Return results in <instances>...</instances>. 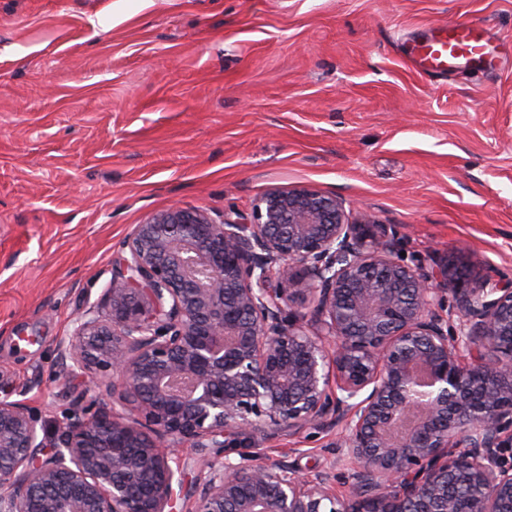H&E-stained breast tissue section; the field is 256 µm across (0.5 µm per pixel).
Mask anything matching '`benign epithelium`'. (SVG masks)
<instances>
[{
	"instance_id": "1",
	"label": "benign epithelium",
	"mask_w": 512,
	"mask_h": 512,
	"mask_svg": "<svg viewBox=\"0 0 512 512\" xmlns=\"http://www.w3.org/2000/svg\"><path fill=\"white\" fill-rule=\"evenodd\" d=\"M400 243L310 188L249 218L175 205L135 225L59 343L83 388L56 436L0 399V512H175L180 444L214 449L193 512H512V279L411 267ZM311 428L357 462L345 491L249 450Z\"/></svg>"
}]
</instances>
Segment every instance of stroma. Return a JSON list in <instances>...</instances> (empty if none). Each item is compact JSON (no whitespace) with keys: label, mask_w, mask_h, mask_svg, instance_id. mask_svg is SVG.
Returning <instances> with one entry per match:
<instances>
[{"label":"stroma","mask_w":512,"mask_h":512,"mask_svg":"<svg viewBox=\"0 0 512 512\" xmlns=\"http://www.w3.org/2000/svg\"><path fill=\"white\" fill-rule=\"evenodd\" d=\"M460 19L512 44V0H0V398L55 433L60 340L175 203L219 222L307 186L398 225L409 266L512 278V56L430 80L400 50ZM335 440L255 444L350 473Z\"/></svg>","instance_id":"stroma-1"}]
</instances>
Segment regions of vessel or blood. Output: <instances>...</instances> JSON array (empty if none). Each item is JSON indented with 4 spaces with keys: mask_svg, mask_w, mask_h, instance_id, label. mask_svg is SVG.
<instances>
[{
    "mask_svg": "<svg viewBox=\"0 0 512 512\" xmlns=\"http://www.w3.org/2000/svg\"><path fill=\"white\" fill-rule=\"evenodd\" d=\"M421 75L441 79L465 69L494 72L499 68L497 44L490 30L469 21L425 28L405 47Z\"/></svg>",
    "mask_w": 512,
    "mask_h": 512,
    "instance_id": "vessel-or-blood-1",
    "label": "vessel or blood"
}]
</instances>
